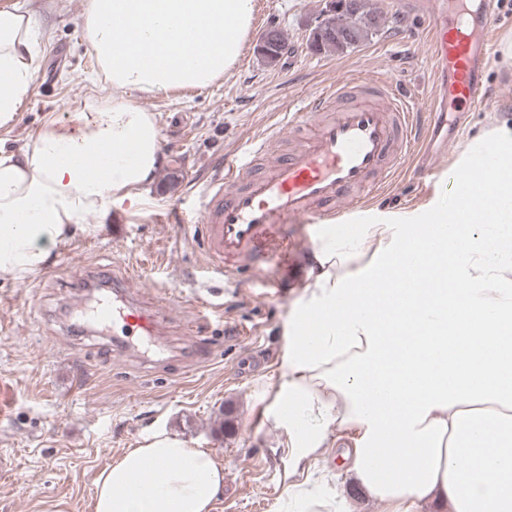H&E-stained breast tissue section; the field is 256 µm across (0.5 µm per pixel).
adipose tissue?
Returning a JSON list of instances; mask_svg holds the SVG:
<instances>
[{
    "mask_svg": "<svg viewBox=\"0 0 512 512\" xmlns=\"http://www.w3.org/2000/svg\"><path fill=\"white\" fill-rule=\"evenodd\" d=\"M254 0H87L85 29L112 95L21 147L0 138V282L30 281L52 250L100 232L89 214L139 203L165 163L152 113L133 94L201 88L241 57ZM36 0H0V129L13 125L40 70ZM482 218L447 193L405 225L340 233L314 252L266 418L296 460L352 435L354 482L386 512H512V171L488 172ZM442 257L407 352L394 304L426 250ZM94 512H210L224 470L164 432L107 465Z\"/></svg>",
    "mask_w": 512,
    "mask_h": 512,
    "instance_id": "ef3b65f1",
    "label": "adipose tissue"
}]
</instances>
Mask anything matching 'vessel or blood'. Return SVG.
I'll return each mask as SVG.
<instances>
[{
	"label": "vessel or blood",
	"mask_w": 512,
	"mask_h": 512,
	"mask_svg": "<svg viewBox=\"0 0 512 512\" xmlns=\"http://www.w3.org/2000/svg\"><path fill=\"white\" fill-rule=\"evenodd\" d=\"M424 16L436 102L426 106L402 94L389 77H336L286 113V121L307 134L299 149L277 153L280 131L270 129L245 142L240 157L218 165L203 182L199 231L211 279L235 286L248 269L279 287L272 272L292 260L285 240L361 208L367 196L392 181L417 145L436 139L445 150L453 144L450 135L437 139L436 112L460 99L472 106L485 102L481 74L496 50L498 3L459 0L453 11L447 0H427ZM264 160L270 167L261 174L257 168ZM452 183L458 207H477L487 199L465 176ZM96 279L125 294L119 306L101 301L91 314L95 323L119 324L145 336L165 326L162 312L144 308L140 296L127 291L126 278L102 268Z\"/></svg>",
	"instance_id": "1"
}]
</instances>
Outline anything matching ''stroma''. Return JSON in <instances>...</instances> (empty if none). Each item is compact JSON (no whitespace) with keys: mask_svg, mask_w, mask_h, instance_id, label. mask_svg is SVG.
Here are the masks:
<instances>
[{"mask_svg":"<svg viewBox=\"0 0 512 512\" xmlns=\"http://www.w3.org/2000/svg\"><path fill=\"white\" fill-rule=\"evenodd\" d=\"M399 2L371 0L383 28L358 48L318 53L307 36L324 0H255L249 44L231 72L204 89L138 98L156 118L166 157L147 196L105 220L89 215L101 231L52 252L35 279L0 282V512H92L99 472L156 430L207 450L223 467L224 491L212 512H304L305 503L288 496L302 482L313 497L332 501L331 512H384L353 487L349 437L299 463L264 417L273 400L270 378L288 350V322L309 271L308 251L297 253L283 274V294L264 295L246 274L227 288L200 279L205 254L197 236L163 214L172 208L197 216L196 184L336 75L381 72L404 93L434 99L424 21L400 13ZM61 4V12L42 19L41 70L7 135L11 144L25 142L45 120L67 121L83 101L112 93L88 48L85 0ZM271 28L283 33L288 48L274 67L257 52ZM482 79L489 103L449 115L459 136L446 168L493 125L512 123V65L494 56ZM427 162L418 155L415 168L364 211L346 216V224H402L428 207L448 180L421 181L416 168ZM100 267L129 274V290L159 304L170 328L146 339L79 326L87 291L76 272ZM197 292L211 295L216 308L203 349L187 332L197 316L191 300Z\"/></svg>","mask_w":512,"mask_h":512,"instance_id":"1","label":"stroma"}]
</instances>
